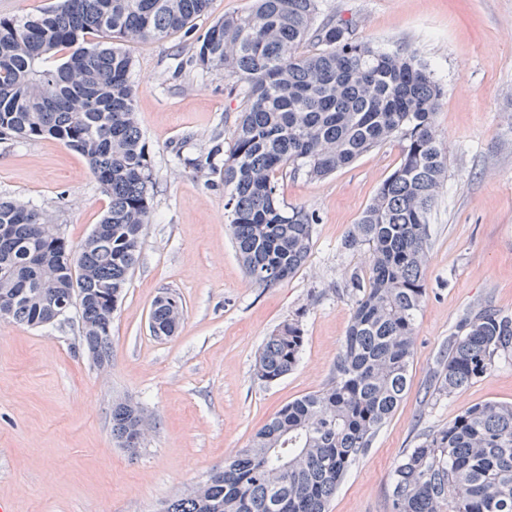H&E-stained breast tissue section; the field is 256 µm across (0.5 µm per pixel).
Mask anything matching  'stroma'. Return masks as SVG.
I'll return each mask as SVG.
<instances>
[{
	"label": "stroma",
	"instance_id": "stroma-1",
	"mask_svg": "<svg viewBox=\"0 0 512 512\" xmlns=\"http://www.w3.org/2000/svg\"><path fill=\"white\" fill-rule=\"evenodd\" d=\"M382 51L415 53L444 89L436 128L448 175L430 216L426 296L417 315L409 391L350 469L327 512H387L395 462L421 433L468 406L512 404V359L453 397L434 391L448 339L486 309L512 314V0H322ZM137 120L155 179L138 264L112 318V360L90 362L77 312L45 327L0 319V512H158L223 468L294 399L326 388L354 307L346 286L368 252L341 246L401 151L387 141L323 179L280 180V196L318 219L308 258L273 287L245 275L228 231L223 181L183 165L229 144L242 97L192 61V37L128 45ZM0 198L51 212L79 247L109 206L86 161L61 142L0 143ZM184 306L174 336L148 327L153 301ZM301 318L296 369L254 371L267 336ZM143 407L154 427L137 452L112 437V404Z\"/></svg>",
	"mask_w": 512,
	"mask_h": 512
}]
</instances>
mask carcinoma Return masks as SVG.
Instances as JSON below:
<instances>
[{
  "instance_id": "cac0c4a2",
  "label": "carcinoma",
  "mask_w": 512,
  "mask_h": 512,
  "mask_svg": "<svg viewBox=\"0 0 512 512\" xmlns=\"http://www.w3.org/2000/svg\"><path fill=\"white\" fill-rule=\"evenodd\" d=\"M210 0H57L39 14L0 18V142L52 138L83 157L110 204L72 252L53 216L0 199V306L40 326L55 299L78 290L81 342L112 357V314L140 255L154 187L129 80L126 42H161L192 32ZM319 0H252L196 38L195 63L231 82L244 99L228 149L186 158L224 180L225 204L247 276L262 288L292 278L312 247L316 214L290 208L279 180L288 171L330 176L389 140L399 166L342 241L367 247L369 275L353 271L356 300L322 391L276 413L251 444L224 460L204 486L167 500L160 512H326L350 466L371 447L409 390L416 319L426 293L429 218L448 172L435 124L444 91L413 53L382 52L348 24L317 20ZM305 44L314 50L300 51ZM183 306L157 298L149 325L171 336ZM299 320L263 344L256 376L276 382L304 348ZM512 356V315L484 310L448 339L437 393L451 397ZM142 408L112 404V435L141 447ZM388 512H512V404L472 405L423 434L395 463Z\"/></svg>"
}]
</instances>
